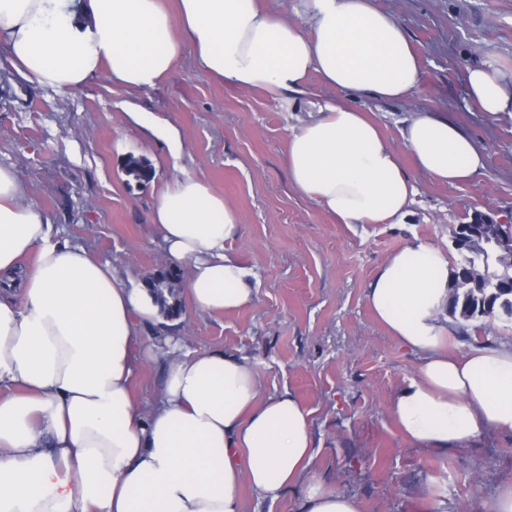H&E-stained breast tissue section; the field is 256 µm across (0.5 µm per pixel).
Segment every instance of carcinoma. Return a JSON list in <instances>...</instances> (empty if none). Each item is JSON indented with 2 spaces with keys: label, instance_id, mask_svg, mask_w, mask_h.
<instances>
[{
  "label": "carcinoma",
  "instance_id": "carcinoma-1",
  "mask_svg": "<svg viewBox=\"0 0 512 512\" xmlns=\"http://www.w3.org/2000/svg\"><path fill=\"white\" fill-rule=\"evenodd\" d=\"M127 172L141 182L153 178L152 167L136 159H130ZM512 281V265L504 266L499 263L491 252L484 257V267L478 269L474 284L463 290L453 289L448 300V314L464 321H474L499 312L512 315V288L493 290L489 285L495 282ZM147 286L155 295L157 302L169 317H177L181 312L178 299L180 282L168 280L165 275L157 279L146 280Z\"/></svg>",
  "mask_w": 512,
  "mask_h": 512
}]
</instances>
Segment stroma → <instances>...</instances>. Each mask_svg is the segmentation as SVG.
I'll return each mask as SVG.
<instances>
[{
  "label": "stroma",
  "instance_id": "1",
  "mask_svg": "<svg viewBox=\"0 0 512 512\" xmlns=\"http://www.w3.org/2000/svg\"><path fill=\"white\" fill-rule=\"evenodd\" d=\"M374 4L398 19L419 53L422 85L401 101L348 93L315 74L293 101L239 89L198 71L188 50L147 91L103 75L58 93L33 85L0 51V163L14 166L63 238L119 265L136 286L163 257L149 222L160 188L184 173L207 180L244 226L228 248L255 272L256 301L221 314L183 305L172 321L183 350L247 357L263 397L291 392L311 414L314 472L355 497L360 512H485L512 480V434L488 431L442 452L405 437L391 405L421 356L374 318L365 290L381 262L409 242L435 246L454 270L462 262L456 225L477 211L512 217V112L479 111L466 93L467 66L490 59L512 75V0ZM327 101L368 112L408 169L404 122L420 112L448 116L473 139L484 169L452 187L414 171L403 223H337L292 185L283 163L291 130ZM133 112L172 122L185 143L177 166H156L147 183L128 174L126 161L154 162L162 150L131 122ZM449 327L448 350L458 356L476 343L512 345L510 320L453 319Z\"/></svg>",
  "mask_w": 512,
  "mask_h": 512
}]
</instances>
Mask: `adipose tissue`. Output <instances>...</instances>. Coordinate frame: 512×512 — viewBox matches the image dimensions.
Listing matches in <instances>:
<instances>
[{
  "label": "adipose tissue",
  "instance_id": "obj_1",
  "mask_svg": "<svg viewBox=\"0 0 512 512\" xmlns=\"http://www.w3.org/2000/svg\"><path fill=\"white\" fill-rule=\"evenodd\" d=\"M0 0V47L12 67L66 93L94 77L134 91L195 67L239 88L303 94L309 74L383 101L417 91L422 69L402 24L374 0H300L302 23L258 0ZM178 13L180 28L171 25ZM480 111L512 112V80L494 63L467 70ZM415 167L456 185L484 168L472 138L427 112L401 130ZM284 164L293 186L341 224H399L415 185L365 112L327 102L293 129ZM165 255L188 272L200 311L255 302L254 274L227 251L237 212L202 177L166 184L150 213ZM33 256L29 267L19 260ZM365 299L402 346L422 353L392 413L434 450L486 431L512 433V347L448 353V261L424 242L391 253ZM147 288L59 230L0 164V512H242L240 490L298 494V512H360L356 499L307 470L309 412L288 392L261 398L253 364L221 349L181 352L164 336L158 401L132 396L139 326L155 322Z\"/></svg>",
  "mask_w": 512,
  "mask_h": 512
}]
</instances>
